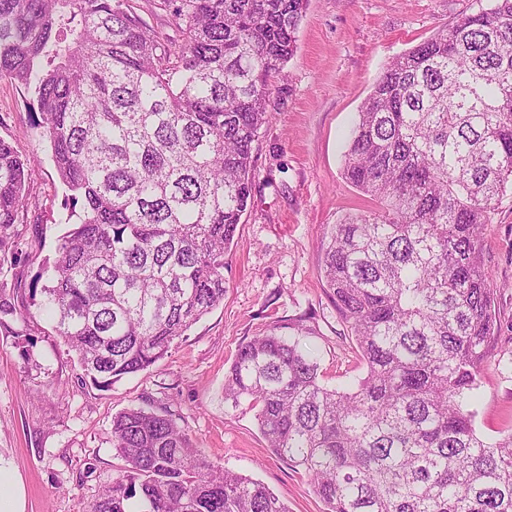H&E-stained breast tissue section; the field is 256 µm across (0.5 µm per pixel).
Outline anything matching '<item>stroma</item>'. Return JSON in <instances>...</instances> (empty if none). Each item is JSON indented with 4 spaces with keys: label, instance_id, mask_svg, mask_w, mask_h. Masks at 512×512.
Here are the masks:
<instances>
[{
    "label": "stroma",
    "instance_id": "1",
    "mask_svg": "<svg viewBox=\"0 0 512 512\" xmlns=\"http://www.w3.org/2000/svg\"><path fill=\"white\" fill-rule=\"evenodd\" d=\"M476 7V0H308L296 53L270 98L273 118L252 144L255 188L227 258L224 301L164 359L101 390L46 317H15L0 328V464L15 473L21 512H90L124 466L112 419L131 407L172 414L211 462L260 481L289 512H323L304 470L268 448L248 400L225 401L224 377L239 345L270 331L311 347L328 386L364 374L322 273L325 227L371 206L342 176L345 145L386 64ZM36 109L32 92L0 80V138L34 162L28 221L11 230L22 255L0 262V279L10 284L52 262L71 213ZM483 257L501 332L477 390L475 428L493 443L512 433L511 189L483 229Z\"/></svg>",
    "mask_w": 512,
    "mask_h": 512
}]
</instances>
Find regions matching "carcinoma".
<instances>
[{
  "label": "carcinoma",
  "instance_id": "obj_1",
  "mask_svg": "<svg viewBox=\"0 0 512 512\" xmlns=\"http://www.w3.org/2000/svg\"><path fill=\"white\" fill-rule=\"evenodd\" d=\"M0 0V80L33 92L82 219L47 279L0 284V326L35 303L98 388L162 360L224 301L251 202L252 143L297 49L307 0ZM31 160L0 139V246L27 222ZM342 175L375 203L324 233V277L365 364L321 381L292 336L242 343L224 398L250 400L269 448L325 512H512V434L484 441L471 395L496 349L482 227L512 186V0L393 58L357 112ZM122 474L91 512H288L211 463L168 414L112 419ZM129 8L142 22L155 32L169 37H178L174 21L168 13L155 9L148 0H128Z\"/></svg>",
  "mask_w": 512,
  "mask_h": 512
}]
</instances>
